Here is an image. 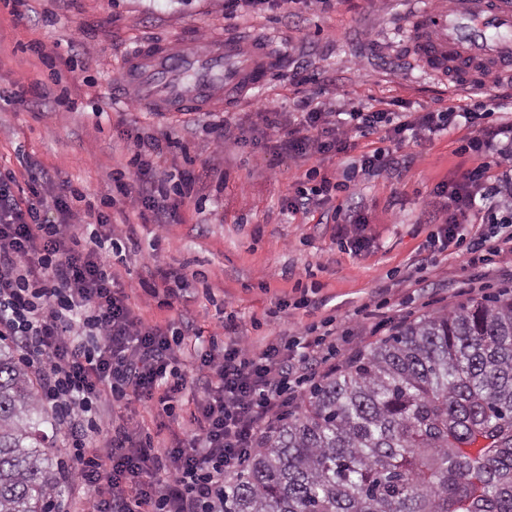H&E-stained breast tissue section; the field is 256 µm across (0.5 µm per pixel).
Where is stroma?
<instances>
[{
  "mask_svg": "<svg viewBox=\"0 0 512 512\" xmlns=\"http://www.w3.org/2000/svg\"><path fill=\"white\" fill-rule=\"evenodd\" d=\"M408 8V0H341L325 12L314 0H297L229 21L224 0H0V169L14 173L15 195L26 185L27 163L58 173L85 195L72 204L81 214L86 201L111 194L114 177L125 172L131 134L177 140L161 176L182 172L201 183L169 225L170 243L157 264L189 275L187 310L198 328L208 333L219 316L234 317L240 336L259 349L329 316L340 328L354 326L367 304H381L385 337L401 322L468 301L466 282L482 298L510 292L512 276L475 280L445 258L418 269L442 218L438 187L476 164L459 151L469 129L420 132L404 148L412 164L359 180L330 205L289 209L307 170L336 167L317 156L289 161L263 121L273 114L285 125L299 116L306 88L297 74H317L329 110L376 111L396 101L410 112H430L452 99L466 104L454 78H437L417 61ZM244 30L272 33L281 54L266 81L239 99L189 114L153 111L132 94L115 99L121 64L135 47L165 42L196 50L216 33ZM33 42L43 53L30 50ZM57 55L64 63L51 65ZM35 82L44 88L37 99ZM334 207L359 220L368 248L355 251L336 238L325 221ZM112 221L137 229V249L112 267L132 308L153 322L175 318V311L146 304L138 285L149 274L153 224L127 210L113 211ZM299 284L317 289L318 307L294 308ZM273 307L279 314L271 318ZM194 408L184 403L175 423L133 401L104 420L98 440L106 442L113 422L125 419L156 447L169 448L189 440Z\"/></svg>",
  "mask_w": 512,
  "mask_h": 512,
  "instance_id": "obj_1",
  "label": "stroma"
}]
</instances>
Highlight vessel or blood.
Here are the masks:
<instances>
[{
    "label": "vessel or blood",
    "mask_w": 512,
    "mask_h": 512,
    "mask_svg": "<svg viewBox=\"0 0 512 512\" xmlns=\"http://www.w3.org/2000/svg\"><path fill=\"white\" fill-rule=\"evenodd\" d=\"M418 56L435 75L464 59L498 68L512 61V0H452L449 7L419 9L408 19ZM275 64L266 35L248 43L214 35L205 50L142 48L121 67L126 88L148 96L160 112H192L217 94L236 96L263 81Z\"/></svg>",
    "instance_id": "obj_1"
}]
</instances>
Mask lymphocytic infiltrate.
I'll return each instance as SVG.
<instances>
[{
	"mask_svg": "<svg viewBox=\"0 0 512 512\" xmlns=\"http://www.w3.org/2000/svg\"><path fill=\"white\" fill-rule=\"evenodd\" d=\"M487 109L477 98L463 109L451 105L397 117L361 111L335 119L314 107L288 130L281 147L292 161L353 155L341 173L308 170L315 184L299 190V198L322 205L357 175L391 169L393 146L414 139L417 130L437 134L471 127L466 149L478 164L462 182L440 191L450 209L473 215L488 230L474 236L467 225L449 220L436 241L461 268L488 272L500 257L512 255V235L503 233L512 226V121L485 126ZM383 127L390 132V146L356 153L357 138ZM171 146L166 137L137 136L127 161L131 181L116 180V197L101 199L93 227L85 231L69 223L67 195H52L62 218L51 222L41 218L36 205L21 206L0 187V336L37 374L39 402L68 436L57 461L58 482L74 491L92 490L78 512H223L226 473L243 467L282 418L285 392L304 390L336 372L347 349L362 341L349 334L341 347L308 327L257 350L231 320L205 336L189 321L160 324L135 313L112 271L135 229L114 225L109 209L120 202L141 214L152 212L151 249L160 253L168 225L196 185L184 175L170 189L159 178L158 167ZM140 286L147 298L168 309L186 300V279L174 272L141 280ZM190 345L197 357L191 381L179 368ZM189 390L196 405L190 445L159 450L127 424L97 445L105 407L133 399L170 416Z\"/></svg>",
	"mask_w": 512,
	"mask_h": 512,
	"instance_id": "lymphocytic-infiltrate-1",
	"label": "lymphocytic infiltrate"
}]
</instances>
